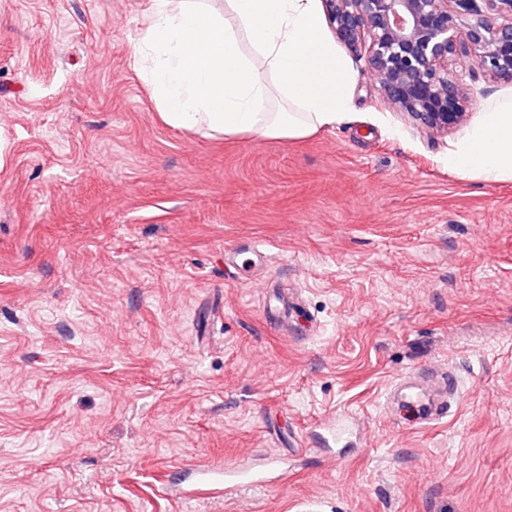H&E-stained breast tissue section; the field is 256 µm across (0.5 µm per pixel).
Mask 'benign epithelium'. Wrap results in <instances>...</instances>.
<instances>
[{
    "label": "benign epithelium",
    "instance_id": "1",
    "mask_svg": "<svg viewBox=\"0 0 512 512\" xmlns=\"http://www.w3.org/2000/svg\"><path fill=\"white\" fill-rule=\"evenodd\" d=\"M324 0L337 37L364 43L366 65L390 105L429 134L467 122L472 107L448 69L469 58L486 76L512 80V0Z\"/></svg>",
    "mask_w": 512,
    "mask_h": 512
}]
</instances>
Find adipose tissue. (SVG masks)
I'll use <instances>...</instances> for the list:
<instances>
[{"label": "adipose tissue", "instance_id": "obj_1", "mask_svg": "<svg viewBox=\"0 0 512 512\" xmlns=\"http://www.w3.org/2000/svg\"><path fill=\"white\" fill-rule=\"evenodd\" d=\"M133 60L169 125L195 133L302 138L351 107L348 62L326 33L319 0H152ZM449 168L512 179V95L479 112Z\"/></svg>", "mask_w": 512, "mask_h": 512}]
</instances>
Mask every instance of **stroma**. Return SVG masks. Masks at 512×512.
<instances>
[{"instance_id": "1", "label": "stroma", "mask_w": 512, "mask_h": 512, "mask_svg": "<svg viewBox=\"0 0 512 512\" xmlns=\"http://www.w3.org/2000/svg\"><path fill=\"white\" fill-rule=\"evenodd\" d=\"M151 9L0 0V512H512V180L450 170L463 130L394 112L361 45L335 126L171 127ZM452 69L474 112L512 93ZM444 365L459 409L410 422L391 386Z\"/></svg>"}]
</instances>
